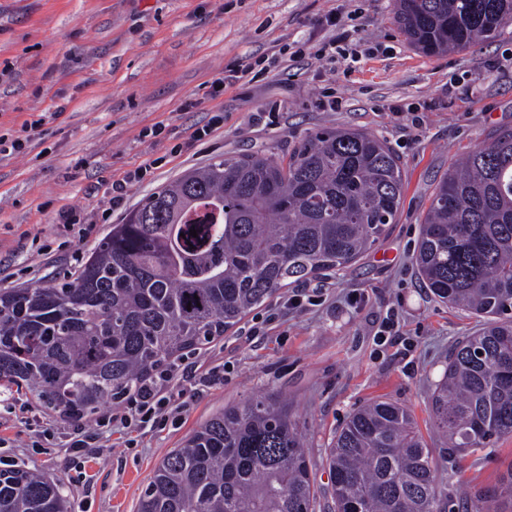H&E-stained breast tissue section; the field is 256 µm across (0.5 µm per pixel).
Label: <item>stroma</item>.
Wrapping results in <instances>:
<instances>
[{"label":"stroma","instance_id":"stroma-1","mask_svg":"<svg viewBox=\"0 0 512 512\" xmlns=\"http://www.w3.org/2000/svg\"><path fill=\"white\" fill-rule=\"evenodd\" d=\"M394 10L395 0H0V135L43 121L25 153L0 154V258L14 262L0 288L73 276L113 225L189 170L282 155L325 127L384 140L403 175L396 224L349 267L316 277L318 302L289 307L291 285L201 348L200 370L220 363L224 375L178 420L142 436L113 431L106 453L71 470L58 432L44 429L55 414L31 394L0 393V457L57 479L72 512H137L165 456L257 393L288 404L321 491L316 512H330L333 436L375 400L412 412L447 512H462L449 485L486 491L512 465V437L451 455L432 425L429 391L481 323L424 288L413 259L440 177L493 130L512 129V24L430 56L409 44ZM215 115L217 129L193 138ZM156 125L163 134L145 137ZM148 162L151 172L112 205V182ZM391 308L401 334L379 349L374 335Z\"/></svg>","mask_w":512,"mask_h":512}]
</instances>
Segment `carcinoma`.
<instances>
[{"label": "carcinoma", "mask_w": 512, "mask_h": 512, "mask_svg": "<svg viewBox=\"0 0 512 512\" xmlns=\"http://www.w3.org/2000/svg\"><path fill=\"white\" fill-rule=\"evenodd\" d=\"M429 54L512 23V0H396ZM403 190L387 143L325 130L288 162L246 153L150 193L62 284L0 289V388L26 387L69 421L121 401L155 369L239 324L290 283L341 270L395 223ZM197 231V236L190 231ZM424 286L484 327L458 343L430 396L453 453L512 437V130L454 162L414 258ZM412 413L374 401L327 452L334 512H446ZM474 512H512V470ZM309 460L287 406L260 396L194 430L157 467L137 512H313ZM0 512H69L58 483L0 464Z\"/></svg>", "instance_id": "cac0c4a2"}]
</instances>
